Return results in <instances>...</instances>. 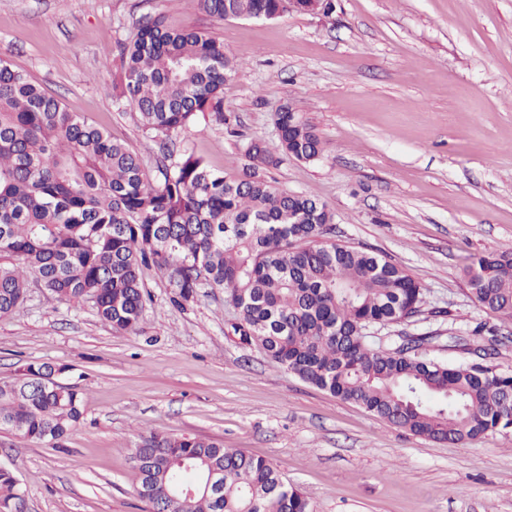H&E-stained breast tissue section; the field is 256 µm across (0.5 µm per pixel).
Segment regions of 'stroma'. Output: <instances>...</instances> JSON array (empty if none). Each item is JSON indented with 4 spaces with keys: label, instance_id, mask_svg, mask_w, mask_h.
Segmentation results:
<instances>
[{
    "label": "stroma",
    "instance_id": "35a3bbf8",
    "mask_svg": "<svg viewBox=\"0 0 512 512\" xmlns=\"http://www.w3.org/2000/svg\"><path fill=\"white\" fill-rule=\"evenodd\" d=\"M332 6L222 21L193 0H0V56L152 168L158 143L112 99L119 44L158 13L219 37L240 64L224 119L198 114L174 134L168 165L193 152L237 176L251 141L277 144L275 114L291 106L322 152L280 156L268 178L326 205L329 240L384 256L426 293L417 315L370 328L374 347L433 335L435 357L461 364L470 356L453 343L481 324L500 341L493 365L512 374V321L479 308L462 276L472 256L512 243V0ZM143 279L150 298L132 332L35 286L0 317V379L44 363L82 396L60 446L0 432V467L26 489L28 512H149L132 453L150 433L266 459L313 512H512V434L415 436L226 336L223 290L178 303L161 271Z\"/></svg>",
    "mask_w": 512,
    "mask_h": 512
}]
</instances>
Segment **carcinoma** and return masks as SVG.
<instances>
[{"label": "carcinoma", "instance_id": "1", "mask_svg": "<svg viewBox=\"0 0 512 512\" xmlns=\"http://www.w3.org/2000/svg\"><path fill=\"white\" fill-rule=\"evenodd\" d=\"M210 16L275 19L289 0H194ZM324 15L331 0H295ZM112 96L161 138L150 175L104 130L0 58V315L17 310L35 283L67 303L90 302L117 330L139 323L145 266L162 271L175 298L204 286L236 310L225 335L256 346L304 382L359 404L392 425L437 442L466 444L512 431V375L483 363L450 365L428 354L434 336H405L387 351L365 333L410 318L424 289L383 256L325 239L333 217L318 199L276 188L265 168L275 152L311 161L321 151L300 113H276L278 144H249L235 178L185 153L174 133L199 112L224 120V89L236 61L224 41L146 15L121 46ZM463 278L486 312L512 320V244L478 254ZM45 366L29 363L0 381V431L57 444L82 417L77 384L42 389ZM132 459L139 484L181 492L174 512H310L266 460L216 440L141 437ZM220 493L205 490L209 469ZM21 487L0 468V512H16Z\"/></svg>", "mask_w": 512, "mask_h": 512}]
</instances>
